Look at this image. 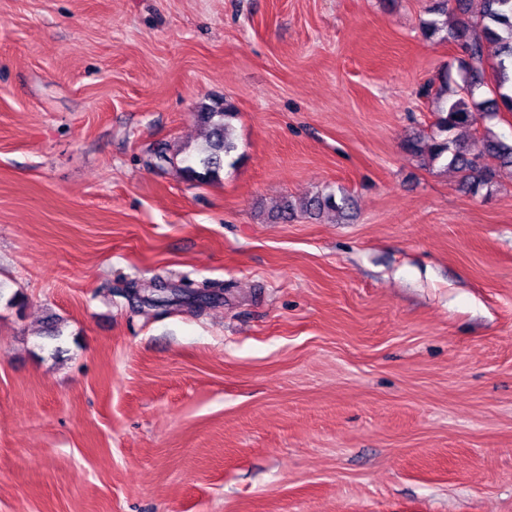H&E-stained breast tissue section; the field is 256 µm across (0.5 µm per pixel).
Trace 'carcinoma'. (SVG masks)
<instances>
[{
	"label": "carcinoma",
	"mask_w": 512,
	"mask_h": 512,
	"mask_svg": "<svg viewBox=\"0 0 512 512\" xmlns=\"http://www.w3.org/2000/svg\"><path fill=\"white\" fill-rule=\"evenodd\" d=\"M456 10L466 20L448 27L447 22L433 19L425 23L429 35L446 31L445 40L457 44L466 55L460 63L461 84L452 95L442 89L437 97L436 131L427 141L411 139L406 149L423 158L429 165L440 164L461 174V183L470 192H478L504 171L512 172V140L497 136L484 126L485 150L471 154L456 135L460 129H472L478 122H490L504 113L512 115V0H479L477 14L470 15L471 0H455ZM494 47L496 61L488 62V48ZM236 112L226 103L204 105L200 121L208 127L206 145L187 153L180 163L181 172L188 177L207 181L218 176L225 158L237 150L232 135L231 120ZM350 208V198L333 193L316 195L297 205L283 200L273 216L276 221L288 222L301 211L317 217L323 210L343 212ZM218 288L208 285L202 289L185 290L161 278L152 279L143 291L133 295L144 303L164 305L173 296L194 303L207 296V291Z\"/></svg>",
	"instance_id": "cac0c4a2"
}]
</instances>
